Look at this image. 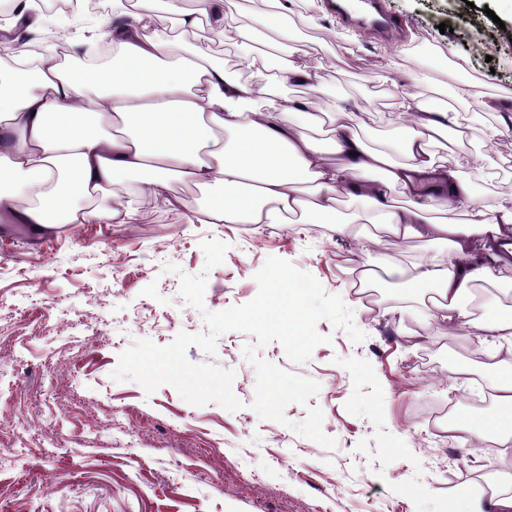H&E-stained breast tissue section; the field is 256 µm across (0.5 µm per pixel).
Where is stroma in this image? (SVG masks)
I'll return each mask as SVG.
<instances>
[{
    "instance_id": "35a3bbf8",
    "label": "stroma",
    "mask_w": 512,
    "mask_h": 512,
    "mask_svg": "<svg viewBox=\"0 0 512 512\" xmlns=\"http://www.w3.org/2000/svg\"><path fill=\"white\" fill-rule=\"evenodd\" d=\"M274 5L224 0L229 23L251 25L260 46ZM384 6L403 23L392 38L364 35L329 0H290L288 28L320 97L352 101L355 128L378 146L398 132L379 123L380 113L403 111L405 94L424 84L430 108L454 106L470 127L468 139L448 133L434 151L460 168L482 159L481 196H512V166L498 168L499 158H512V133L487 136L512 114V0ZM496 17L505 28L490 59L467 25ZM453 60L477 76L474 99L457 97ZM370 230L357 224L339 236L313 224H199L190 212L172 216L146 199L132 224L117 216L44 235L0 224V512H454L460 491L484 490L485 478L512 468V452L495 444L473 459L449 443L430 412L439 404L487 412L483 385L512 371V357L487 365L476 335L418 320L427 289L373 284L376 307L368 309L337 260L357 255L358 235ZM205 240L227 246L223 263L210 269ZM271 257L339 296L366 335L356 343L321 321L326 340L303 363L279 343L260 348L263 359L319 385L307 405L286 408V423L252 408L256 371L243 348L256 338L246 332L224 333L212 353L186 350L192 363L234 371L237 411L191 405L169 385L149 393L113 379L136 340L169 345L179 333L204 332V312L251 301ZM203 271L199 309L182 298L180 276ZM463 365L473 375L465 383ZM312 408L322 411L333 448L293 431Z\"/></svg>"
}]
</instances>
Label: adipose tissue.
Here are the masks:
<instances>
[{
	"label": "adipose tissue",
	"instance_id": "adipose-tissue-1",
	"mask_svg": "<svg viewBox=\"0 0 512 512\" xmlns=\"http://www.w3.org/2000/svg\"><path fill=\"white\" fill-rule=\"evenodd\" d=\"M13 3L16 21L0 25L1 224L46 234L118 212L131 222L135 197L177 212L186 189L203 191L195 212L206 224H284L292 216L319 224L348 197L365 209L336 224V235L376 224L402 240L444 246L402 262L378 252L377 237H362L364 281L429 288L426 320L484 337L491 364L512 354V313L484 320L474 312L478 286L512 264V197L476 201L470 174L431 150L442 132L466 137L458 113L413 101L408 109L416 117L402 125L396 144L373 148L344 121L343 106L314 95L276 101L268 83L243 80L258 52L247 29H230L224 0H113L111 13L81 20L91 39L112 42L111 64L94 69L31 57L15 28L42 30L46 17L34 13V0ZM167 13L185 32L203 21L231 32L235 68L165 34ZM331 153L336 161H328ZM119 181L123 196L92 205L94 193ZM397 187L406 204H393ZM448 207L463 221L432 219ZM492 388L490 411L456 412L443 425L460 447L512 440V372ZM460 512H512V471L461 499Z\"/></svg>",
	"mask_w": 512,
	"mask_h": 512
}]
</instances>
